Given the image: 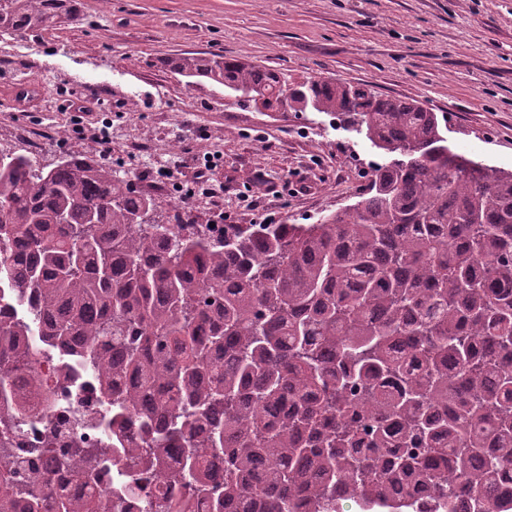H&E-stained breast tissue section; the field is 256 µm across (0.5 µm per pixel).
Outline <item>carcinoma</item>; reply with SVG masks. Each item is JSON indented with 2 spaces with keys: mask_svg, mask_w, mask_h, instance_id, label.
Instances as JSON below:
<instances>
[{
  "mask_svg": "<svg viewBox=\"0 0 512 512\" xmlns=\"http://www.w3.org/2000/svg\"><path fill=\"white\" fill-rule=\"evenodd\" d=\"M76 0H0V33H37ZM171 71L270 112H323L381 151L359 200L313 224L222 239L142 226L159 202L80 152L45 170L0 153V375L24 412L44 348L97 381L107 441L179 487L144 512H512V169L452 150L445 118L337 79L290 82L219 53ZM140 440L125 443L130 413ZM77 434L43 460L0 451V512H116L91 490L102 449ZM183 451L181 473L168 452ZM224 461V481L212 478ZM83 484L75 498L45 467Z\"/></svg>",
  "mask_w": 512,
  "mask_h": 512,
  "instance_id": "1",
  "label": "carcinoma"
}]
</instances>
